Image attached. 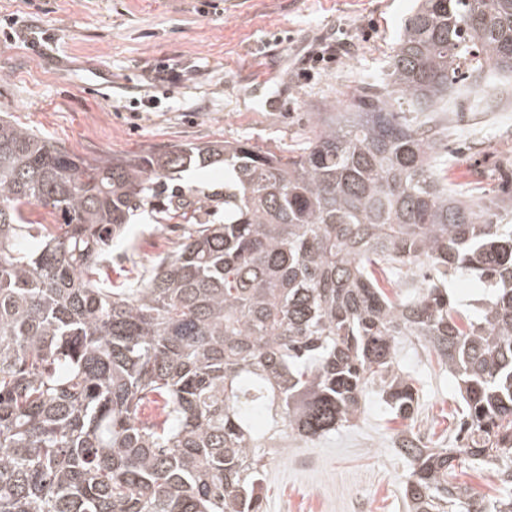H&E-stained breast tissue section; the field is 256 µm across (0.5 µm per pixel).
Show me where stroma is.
Instances as JSON below:
<instances>
[{"instance_id": "35a3bbf8", "label": "stroma", "mask_w": 512, "mask_h": 512, "mask_svg": "<svg viewBox=\"0 0 512 512\" xmlns=\"http://www.w3.org/2000/svg\"><path fill=\"white\" fill-rule=\"evenodd\" d=\"M412 0H0V113L83 157H125L171 146L246 141L277 152L310 136L315 114L341 105L360 82L382 76ZM340 42L351 54L315 61ZM290 62L265 111L249 91L272 57ZM111 78L112 93L99 84ZM448 180L475 200L512 192V103L448 115ZM175 195L224 192L216 164L178 175ZM182 216L138 210L127 242L100 275L116 288L173 252ZM400 369L419 390L415 427L451 442L460 392L436 357L400 340ZM405 420L377 393L358 417L269 459L265 512H404L410 464L393 444Z\"/></svg>"}]
</instances>
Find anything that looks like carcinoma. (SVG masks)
I'll list each match as a JSON object with an SVG mask.
<instances>
[{
	"label": "carcinoma",
	"mask_w": 512,
	"mask_h": 512,
	"mask_svg": "<svg viewBox=\"0 0 512 512\" xmlns=\"http://www.w3.org/2000/svg\"><path fill=\"white\" fill-rule=\"evenodd\" d=\"M512 89V0H419L384 77L284 155L248 142L85 158L0 119V512H265L270 448L413 419V336L462 389L453 448L395 432L406 512H512V196L448 188V126ZM196 162L224 206L130 288L99 272L131 214ZM61 224L31 219V207ZM483 289L465 315L448 282ZM490 469L484 497L456 464Z\"/></svg>",
	"instance_id": "cac0c4a2"
}]
</instances>
